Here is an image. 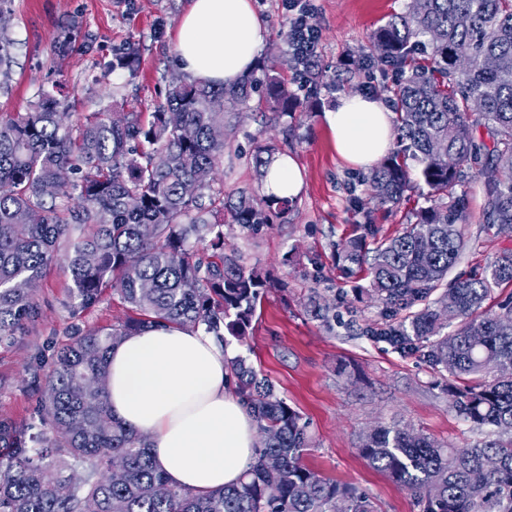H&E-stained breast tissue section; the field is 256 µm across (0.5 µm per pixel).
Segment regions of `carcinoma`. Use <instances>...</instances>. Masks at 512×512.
I'll return each mask as SVG.
<instances>
[{"label":"carcinoma","mask_w":512,"mask_h":512,"mask_svg":"<svg viewBox=\"0 0 512 512\" xmlns=\"http://www.w3.org/2000/svg\"><path fill=\"white\" fill-rule=\"evenodd\" d=\"M376 53L397 69L396 148L367 177L378 206L428 188V205L402 233L371 248L369 228L339 245L340 271L367 267L384 327L372 334L401 354L424 351L433 373L448 378L452 405L479 438L466 452L398 426L359 441L360 455L424 503L423 512H512V298L486 308L512 284V250L479 270L448 279L466 245L462 187L482 180L485 223L512 233V0H413L370 35ZM12 42L0 26V86L12 76ZM305 82L324 78L316 59L291 57ZM141 50L126 42L112 70L134 75ZM232 89L171 77L145 121L109 107L84 121L58 110L40 89L27 112L0 117V344L10 345L36 315L35 292L52 265L66 264L79 304L90 309L108 288L136 316L77 333L60 348L42 381L30 432L0 421V512H374L369 499L303 462L309 422L268 379L237 356V393L266 442L236 486L192 492L171 485L145 438L111 414L105 361L125 336L156 323L204 329L243 341L265 279L242 258L224 254V224L200 203L224 157V116L257 93L286 112L299 105L257 64ZM484 129L476 138L473 130ZM293 202L245 190L218 199L215 213L255 232L285 220ZM445 292L432 301L440 287ZM457 296L456 328L444 332L440 304ZM408 311L397 320L398 312ZM125 461L112 481V461ZM87 465L75 483L72 472Z\"/></svg>","instance_id":"cac0c4a2"}]
</instances>
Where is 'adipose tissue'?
Returning <instances> with one entry per match:
<instances>
[{
    "mask_svg": "<svg viewBox=\"0 0 512 512\" xmlns=\"http://www.w3.org/2000/svg\"><path fill=\"white\" fill-rule=\"evenodd\" d=\"M268 37L253 0H188L173 42L178 68L225 88L254 70ZM337 155L368 170L396 139L381 100L340 96L326 112ZM305 175L294 158L272 155L264 196L297 199ZM232 353L204 329L155 325L125 337L108 359V402L115 418L147 436L155 465L173 486L208 492L238 484L256 460L255 421L229 389Z\"/></svg>",
    "mask_w": 512,
    "mask_h": 512,
    "instance_id": "1",
    "label": "adipose tissue"
}]
</instances>
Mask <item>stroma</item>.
I'll return each mask as SVG.
<instances>
[{
	"instance_id": "35a3bbf8",
	"label": "stroma",
	"mask_w": 512,
	"mask_h": 512,
	"mask_svg": "<svg viewBox=\"0 0 512 512\" xmlns=\"http://www.w3.org/2000/svg\"><path fill=\"white\" fill-rule=\"evenodd\" d=\"M254 4L270 29L260 57L276 61V77L297 94L300 105L291 115L271 111L255 97L240 106L239 118L227 125L212 189L260 194L253 159L260 144L292 155L304 171L305 189L287 223L254 234L235 224L224 226L225 253H241L247 267L267 277L245 342L233 339L228 347L309 420L312 443L304 459L309 469L364 494L375 512H420L411 491L362 458V434L396 424L460 448L478 434L458 416L422 353L404 355L371 336V329L384 322L382 307L355 300L353 290L367 285V275L344 277L336 250L366 224L379 240L401 233L426 206L427 189L418 182L399 205L374 206L366 171L339 159L323 119L342 94L390 101L399 73L379 61L369 35L391 15L406 13L410 0H313L320 32L317 60L327 78L308 93L300 91L295 70L284 64L289 46L280 30L288 13L282 0ZM184 6L185 0H0V10L11 18L14 56L12 79L0 89V116L27 111L42 87L54 89L76 121L113 104L129 112L153 111L167 78L179 72L173 38ZM72 31L94 34V51L77 46L59 55L57 41ZM129 40L141 47L136 75L107 69L113 50ZM464 190L468 246L453 270L457 276L512 249V236L483 221L481 181L468 180ZM70 284L61 266L51 268L35 296L37 317L12 345L0 346V420L37 426L41 390L33 366L49 367L73 328L92 331L130 317L118 292L106 291L95 308L84 309ZM313 295L335 307L332 325L312 316L308 299Z\"/></svg>"
}]
</instances>
